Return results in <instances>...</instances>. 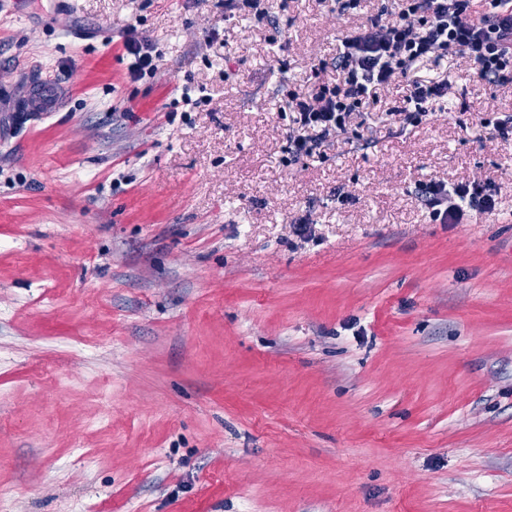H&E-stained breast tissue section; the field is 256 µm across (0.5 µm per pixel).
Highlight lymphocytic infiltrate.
Segmentation results:
<instances>
[{"instance_id": "lymphocytic-infiltrate-1", "label": "lymphocytic infiltrate", "mask_w": 512, "mask_h": 512, "mask_svg": "<svg viewBox=\"0 0 512 512\" xmlns=\"http://www.w3.org/2000/svg\"><path fill=\"white\" fill-rule=\"evenodd\" d=\"M453 54L473 61L482 81L512 83V0H485L480 11L472 0H393L390 10L342 38L333 63L336 82L288 90L298 127L290 137L292 157L313 155L323 138L346 133L352 114L375 99L377 89L407 78L418 62ZM447 89L442 80L412 82L400 116L409 125L422 123ZM309 129L314 137H306ZM420 191L433 218L443 224H467L496 211L490 189L476 180L452 186L432 181Z\"/></svg>"}]
</instances>
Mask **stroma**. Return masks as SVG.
<instances>
[{
	"instance_id": "1",
	"label": "stroma",
	"mask_w": 512,
	"mask_h": 512,
	"mask_svg": "<svg viewBox=\"0 0 512 512\" xmlns=\"http://www.w3.org/2000/svg\"><path fill=\"white\" fill-rule=\"evenodd\" d=\"M389 3L0 10V96L65 97L0 112V512H512V84L425 60L428 120L397 81L288 154V87ZM474 179L495 214L433 221ZM277 1H269V0H225L224 1V11H232L238 8H241L240 5L244 7H248L254 10V15L258 19H268L271 20V13L273 9V3ZM135 32L136 29L129 26L124 36L123 46L127 55L134 58L129 74L133 80H139L146 75L152 76L156 73L155 60L159 58V54L157 56L154 44L148 40L140 39ZM410 94L406 98V106L397 110V114L403 116L404 123L418 125L426 120L430 114L429 106L437 98H441L447 92L448 85L443 80L414 81L410 85ZM420 191L433 218L442 224H468L477 215H492L497 210L495 195L481 181L452 186L430 181L421 185Z\"/></svg>"
}]
</instances>
